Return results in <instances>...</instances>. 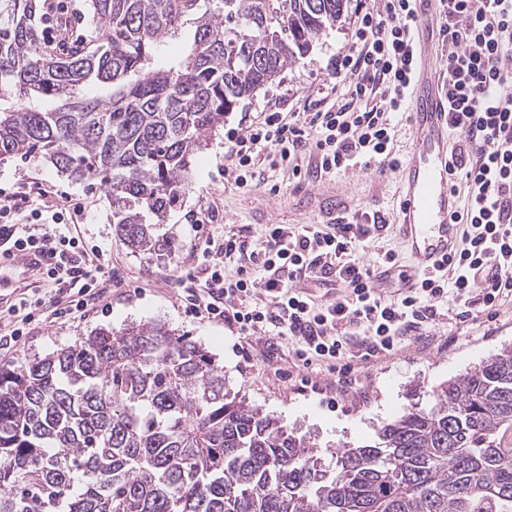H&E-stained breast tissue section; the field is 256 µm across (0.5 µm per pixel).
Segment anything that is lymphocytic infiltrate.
Wrapping results in <instances>:
<instances>
[{
	"instance_id": "obj_1",
	"label": "lymphocytic infiltrate",
	"mask_w": 512,
	"mask_h": 512,
	"mask_svg": "<svg viewBox=\"0 0 512 512\" xmlns=\"http://www.w3.org/2000/svg\"><path fill=\"white\" fill-rule=\"evenodd\" d=\"M440 8L454 139L450 184L464 200L458 249L435 273L419 276L417 287L397 297L379 293L362 256L389 225L377 211L362 220L341 214L328 224L266 225L257 252L247 251L240 236L205 234L203 219L192 226L197 270L180 281L187 311L241 336L291 337L303 367H325L340 394L351 388L355 364L394 355L411 335L432 344L428 331L448 293L491 316L512 301V0H441ZM412 27L411 0L359 5L348 51L330 62V101L314 112H261L231 131L225 181L252 186L263 160L297 175L307 157L316 177L397 170L392 117L414 80ZM82 214L65 194L36 205L25 192L0 189V238L49 259L42 296L20 298L0 315L1 351L16 352L37 308L67 320L107 300L111 279L102 250L80 230ZM230 263L235 273L227 272ZM309 283L342 293L318 299L306 292Z\"/></svg>"
}]
</instances>
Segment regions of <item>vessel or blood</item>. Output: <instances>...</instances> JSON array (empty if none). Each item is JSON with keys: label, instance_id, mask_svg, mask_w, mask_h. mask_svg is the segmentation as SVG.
<instances>
[{"label": "vessel or blood", "instance_id": "b4317fda", "mask_svg": "<svg viewBox=\"0 0 512 512\" xmlns=\"http://www.w3.org/2000/svg\"><path fill=\"white\" fill-rule=\"evenodd\" d=\"M438 0H414L413 37L419 48L410 93L412 147L396 172L401 192L399 233L409 248V280L432 272L459 243L460 201L450 185L447 81L436 56ZM48 258L38 250L15 257L0 251V302L37 287Z\"/></svg>", "mask_w": 512, "mask_h": 512}]
</instances>
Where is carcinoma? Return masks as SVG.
Instances as JSON below:
<instances>
[{"mask_svg": "<svg viewBox=\"0 0 512 512\" xmlns=\"http://www.w3.org/2000/svg\"><path fill=\"white\" fill-rule=\"evenodd\" d=\"M347 2L85 0L92 39L58 53L38 0H0V163L38 154L96 182L126 247L165 263L194 156ZM186 25L191 43L159 62ZM96 83L109 97L81 95ZM432 398L341 449L330 474L190 337L99 327L0 365V512H512V348Z\"/></svg>", "mask_w": 512, "mask_h": 512, "instance_id": "1", "label": "carcinoma"}]
</instances>
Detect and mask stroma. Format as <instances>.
<instances>
[{
    "instance_id": "1",
    "label": "stroma",
    "mask_w": 512,
    "mask_h": 512,
    "mask_svg": "<svg viewBox=\"0 0 512 512\" xmlns=\"http://www.w3.org/2000/svg\"><path fill=\"white\" fill-rule=\"evenodd\" d=\"M353 20V11H345L336 26L314 41L304 58L256 97L242 100L226 115L223 127L212 133L208 148L193 162L190 188L181 206L169 216L167 227L181 243L171 261L157 263L130 253L112 224L110 199L95 183L72 182L36 155L0 164L1 188L27 183L55 193L67 192L82 202L86 239L112 257L110 307L63 323L38 325L14 354L13 363L71 345L101 325L117 328L130 321H159L213 354L224 367L229 388L297 435L309 438L323 464L332 467L339 449L370 443L383 422L408 408H430L435 388L512 347V302L501 308L498 318L481 314L462 322L456 318L462 305L451 294L440 304L442 315L432 329L435 344L406 346L359 373L347 395L332 398L302 389L307 370L296 363L293 339L282 338L278 358L267 360L263 357L264 339L242 344L224 325L192 318L181 305L179 278L192 264L194 242L189 224L193 214H211L213 232L237 233L252 250L261 249L265 225L329 222L330 216L323 209L329 200L351 212L377 210L392 223L396 221L400 197L390 174L353 170L330 179L311 177L299 182L288 169L264 165L260 171L265 185L238 189L224 181L228 131L281 99H288L293 112L303 111L306 103L319 99L331 58L349 48ZM273 183L280 185V193L270 192Z\"/></svg>"
}]
</instances>
